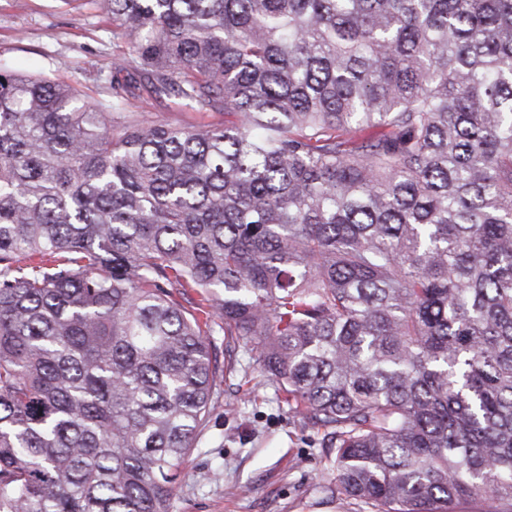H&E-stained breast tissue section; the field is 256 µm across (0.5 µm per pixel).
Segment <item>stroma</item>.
<instances>
[{
  "instance_id": "stroma-1",
  "label": "stroma",
  "mask_w": 512,
  "mask_h": 512,
  "mask_svg": "<svg viewBox=\"0 0 512 512\" xmlns=\"http://www.w3.org/2000/svg\"><path fill=\"white\" fill-rule=\"evenodd\" d=\"M97 0H0V65L112 98L113 62L127 55ZM148 123L203 125L174 94L141 93L125 105ZM224 380L196 448L182 465L172 512H349L327 466L323 427L293 413L254 356Z\"/></svg>"
}]
</instances>
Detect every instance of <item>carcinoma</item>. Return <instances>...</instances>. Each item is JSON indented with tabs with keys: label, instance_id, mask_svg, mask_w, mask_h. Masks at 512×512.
Masks as SVG:
<instances>
[{
	"label": "carcinoma",
	"instance_id": "carcinoma-1",
	"mask_svg": "<svg viewBox=\"0 0 512 512\" xmlns=\"http://www.w3.org/2000/svg\"><path fill=\"white\" fill-rule=\"evenodd\" d=\"M100 5L111 103L0 66V512H169L220 333L354 512L512 502V0ZM136 93L135 97L129 98L123 112L133 115L134 118H138L146 124L181 122L203 125L213 120L211 112L182 111L177 108L175 103L178 100L174 93L162 95L148 94L145 91H137Z\"/></svg>",
	"mask_w": 512,
	"mask_h": 512
}]
</instances>
